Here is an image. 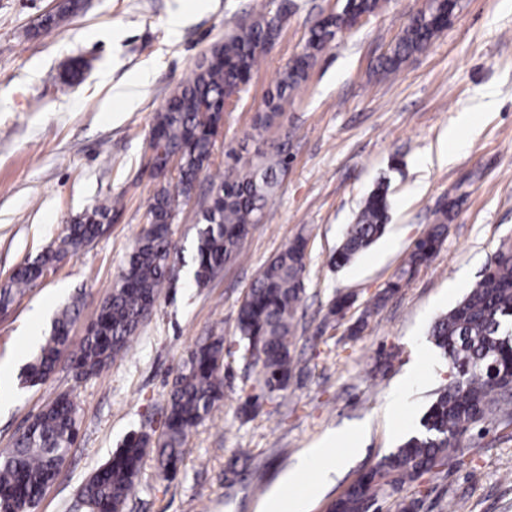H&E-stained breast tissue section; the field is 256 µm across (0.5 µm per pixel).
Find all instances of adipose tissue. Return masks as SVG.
<instances>
[{
    "label": "adipose tissue",
    "mask_w": 512,
    "mask_h": 512,
    "mask_svg": "<svg viewBox=\"0 0 512 512\" xmlns=\"http://www.w3.org/2000/svg\"><path fill=\"white\" fill-rule=\"evenodd\" d=\"M365 433V425L360 424L338 436L325 438L307 449L294 467L282 477V491L269 494L262 503V512H304L303 507L308 497L318 493L322 486L331 482L333 475L348 466L360 453V443ZM310 471L316 475L315 484L306 485L305 494L287 495L288 487L304 485L303 476Z\"/></svg>",
    "instance_id": "adipose-tissue-1"
}]
</instances>
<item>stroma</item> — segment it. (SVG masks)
<instances>
[{
	"instance_id": "35a3bbf8",
	"label": "stroma",
	"mask_w": 512,
	"mask_h": 512,
	"mask_svg": "<svg viewBox=\"0 0 512 512\" xmlns=\"http://www.w3.org/2000/svg\"><path fill=\"white\" fill-rule=\"evenodd\" d=\"M68 0H0V282L94 205L120 200L107 233L57 263L0 315V448L49 400L70 393L80 409L77 442L36 512H84L76 488L128 438L163 433L178 366L196 343L224 339V398L188 438L175 475L144 459L125 512H258L306 448L366 424L363 451L307 512H328L359 475L421 428L448 363L427 333L471 288L501 243L512 241V0H458L447 29L395 70L383 62L424 0H386L381 12L340 32L309 68L289 107L291 163L273 205L242 255L200 288L189 272L164 289L125 352L99 375L75 379L59 364L31 387L20 376L48 336L57 310L79 301L70 337L80 343L146 226L160 179L147 169L154 117L227 28L287 4L274 43L235 106L224 114L209 169L172 226L191 258L200 211L228 154L254 151L248 134L266 95L336 0H79L60 26L38 29ZM185 9L180 27L169 20ZM125 95L127 103L117 102ZM477 125L448 129L462 113ZM389 186L384 235L341 268L331 255L379 183ZM459 205L434 260L385 303L375 297L399 275L435 211ZM308 241L305 295L297 313L287 390L265 395L259 364L237 345L240 303L258 269L297 236ZM350 294L344 313L332 301ZM410 382L408 411L390 396ZM257 414H244L247 397ZM404 497L419 512H512V440L472 437L464 462L438 467Z\"/></svg>"
}]
</instances>
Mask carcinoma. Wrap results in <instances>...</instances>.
Masks as SVG:
<instances>
[{
  "label": "carcinoma",
  "mask_w": 512,
  "mask_h": 512,
  "mask_svg": "<svg viewBox=\"0 0 512 512\" xmlns=\"http://www.w3.org/2000/svg\"><path fill=\"white\" fill-rule=\"evenodd\" d=\"M457 0H426L410 18L385 67L398 68L415 53L426 50L443 29ZM383 0H346L329 21L315 26L303 49L282 72L275 91L259 114L251 139L260 143L247 158L228 156L224 176L213 187L202 211V227L193 246L192 274L197 286L206 285L240 256L244 240L256 224L270 218L271 206L288 172V139L269 140L281 125L294 94L306 81L307 70L325 44L348 29L351 17H370ZM279 29L267 13L229 28L211 56L195 66L192 76L170 94L154 120L165 151L179 156L176 176L166 181L148 208V227L136 239L126 265L87 328L82 343L70 349V326L79 314L73 302L53 318L50 336L31 363L24 382L46 381L67 355L78 377L99 374L128 346L145 310L154 306L162 290L179 275L171 224L176 211L194 189L199 174L211 163L214 128L227 106L240 98L242 85L258 64L266 44ZM450 202L436 213L434 224L416 241L398 281L391 283L377 303L401 288L436 256L447 232ZM116 207L95 206L66 228L59 242L45 247L33 260L21 264L0 285V309H9L65 255L77 254L107 232ZM388 222L384 186L372 191L349 225L330 263L340 268L380 239ZM307 241L299 237L257 273L237 317L244 355L261 363L263 390L283 391L293 372L291 356L296 313L303 301ZM448 360L452 375L436 392L421 420V430L381 457L367 473L332 504V512H368L369 503L393 496L439 466L462 463L466 441L476 428L492 425L512 428V243L504 242L481 278L448 312L438 316L429 332ZM224 338L210 336L196 344L182 362L169 392L165 431L156 441L146 435L130 438L102 467L77 488L96 512H123L141 473L147 452L156 454L166 474L182 462L187 437L207 419L224 397ZM79 429V408L68 393L44 405L11 447L0 451V508L4 512H32L44 489L64 466Z\"/></svg>",
  "instance_id": "obj_1"
}]
</instances>
